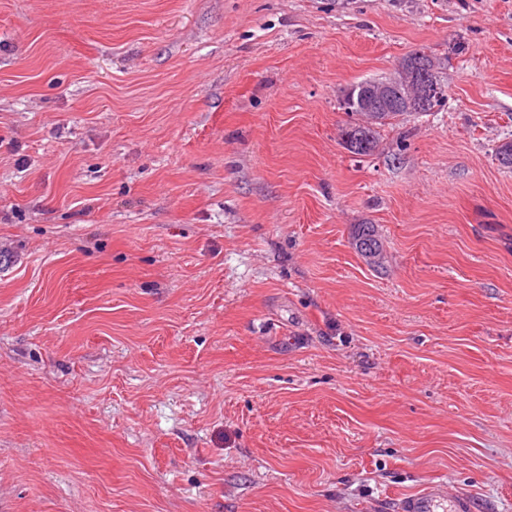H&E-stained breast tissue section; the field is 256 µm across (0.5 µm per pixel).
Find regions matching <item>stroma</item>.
<instances>
[{
	"mask_svg": "<svg viewBox=\"0 0 512 512\" xmlns=\"http://www.w3.org/2000/svg\"><path fill=\"white\" fill-rule=\"evenodd\" d=\"M510 139L512 0H0V512H512ZM409 67L413 74L414 83L420 90L419 97L417 98H412L407 93L405 87L395 82L379 83L364 80L368 82L359 81L357 83L351 84L344 91L345 94L351 86L357 84L350 88L342 101V107L350 117V121L347 122L341 130L343 140H346V136L349 134L350 130L353 129H364L367 134L365 144L354 152L351 150L356 149V138L360 136H357L356 138L350 137L347 139L346 149L350 153H354L359 157L374 155L378 151L380 145L378 129L388 124V121L405 115L417 117L428 115L429 112H434L436 107H439L445 103L447 95L443 93L440 98L435 99L432 103H430L428 109L419 111L420 107L425 106L428 100L441 95V92L444 90V88L436 83L432 66L425 64L423 58H414L410 60ZM355 93L357 94L356 99ZM356 102L357 104L361 105L367 112L376 113L386 110L389 111L384 112L380 116L379 120L372 123L371 128H367L364 125V112H361L357 109L351 110L349 108V106H354ZM392 108L404 109L407 112L402 110H390ZM352 240L354 242L355 248L360 249L361 253H370L376 255L377 260L370 264L374 270L384 268L385 261L382 262L384 246L377 233L375 225H355L354 231L352 232ZM439 491L434 487L427 493L408 498L401 505V512H432L436 506Z\"/></svg>",
	"mask_w": 512,
	"mask_h": 512,
	"instance_id": "35a3bbf8",
	"label": "stroma"
}]
</instances>
